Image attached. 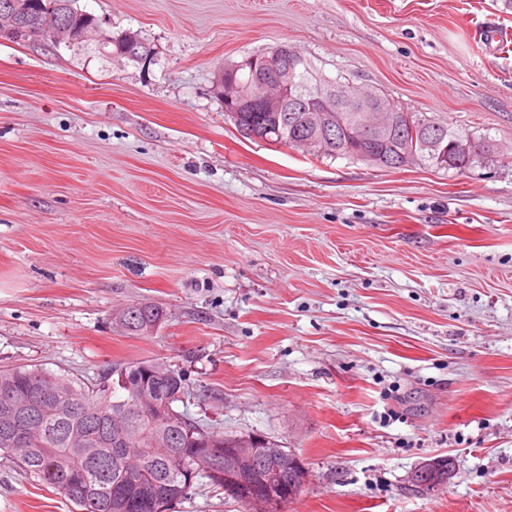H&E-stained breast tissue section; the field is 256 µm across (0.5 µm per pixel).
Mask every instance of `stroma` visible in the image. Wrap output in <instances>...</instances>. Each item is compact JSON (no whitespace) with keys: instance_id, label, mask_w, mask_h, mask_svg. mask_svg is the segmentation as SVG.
<instances>
[{"instance_id":"1","label":"stroma","mask_w":512,"mask_h":512,"mask_svg":"<svg viewBox=\"0 0 512 512\" xmlns=\"http://www.w3.org/2000/svg\"><path fill=\"white\" fill-rule=\"evenodd\" d=\"M76 5L152 60L0 40V363L181 369L195 417L306 463L282 512H512V8ZM284 42L493 153L393 170L241 137L215 75ZM140 301L166 318L124 335ZM438 456L448 486H413ZM72 508L0 464V512ZM174 512L245 508L201 479Z\"/></svg>"}]
</instances>
